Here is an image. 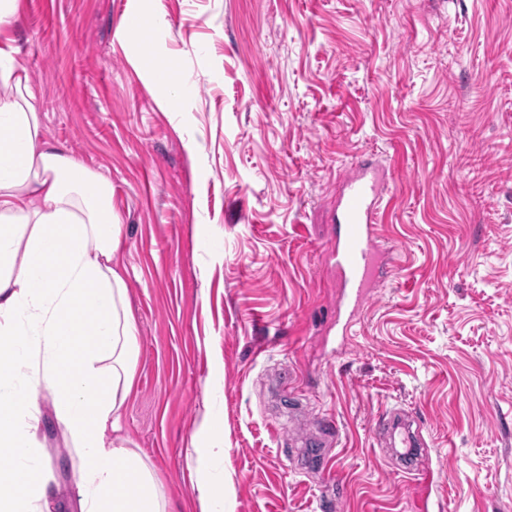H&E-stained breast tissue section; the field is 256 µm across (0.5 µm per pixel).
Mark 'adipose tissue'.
<instances>
[{
  "label": "adipose tissue",
  "instance_id": "ef3b65f1",
  "mask_svg": "<svg viewBox=\"0 0 512 512\" xmlns=\"http://www.w3.org/2000/svg\"><path fill=\"white\" fill-rule=\"evenodd\" d=\"M0 42V512H50L37 437L50 394L79 452V512H165L157 480L121 433L138 361L126 277L112 256L124 238L112 186L42 134L38 97ZM200 512H234L223 422L206 410L191 436Z\"/></svg>",
  "mask_w": 512,
  "mask_h": 512
}]
</instances>
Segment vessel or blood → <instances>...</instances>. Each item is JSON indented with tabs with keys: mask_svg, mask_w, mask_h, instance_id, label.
I'll use <instances>...</instances> for the list:
<instances>
[{
	"mask_svg": "<svg viewBox=\"0 0 512 512\" xmlns=\"http://www.w3.org/2000/svg\"><path fill=\"white\" fill-rule=\"evenodd\" d=\"M391 170L361 160L342 176L336 203V234L331 253L340 288L337 311L347 312L344 330H351L352 314L361 307L386 277L395 258L382 250L379 214Z\"/></svg>",
	"mask_w": 512,
	"mask_h": 512,
	"instance_id": "vessel-or-blood-1",
	"label": "vessel or blood"
}]
</instances>
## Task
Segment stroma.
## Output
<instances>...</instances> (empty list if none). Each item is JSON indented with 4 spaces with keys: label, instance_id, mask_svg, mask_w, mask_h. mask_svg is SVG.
<instances>
[{
    "label": "stroma",
    "instance_id": "stroma-1",
    "mask_svg": "<svg viewBox=\"0 0 512 512\" xmlns=\"http://www.w3.org/2000/svg\"><path fill=\"white\" fill-rule=\"evenodd\" d=\"M0 36L44 136L112 184L139 345L122 433L169 512H199L208 406L235 512H512V0H21ZM363 158L394 173L400 255L343 344L330 245ZM40 405L53 512H78ZM397 407L425 420L427 487L375 439Z\"/></svg>",
    "mask_w": 512,
    "mask_h": 512
}]
</instances>
